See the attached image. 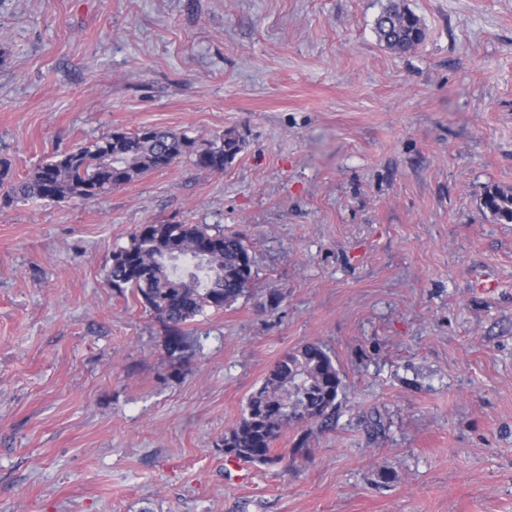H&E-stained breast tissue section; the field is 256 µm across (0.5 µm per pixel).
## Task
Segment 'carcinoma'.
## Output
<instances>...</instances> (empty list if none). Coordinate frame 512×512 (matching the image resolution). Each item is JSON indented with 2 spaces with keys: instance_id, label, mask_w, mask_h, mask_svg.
<instances>
[{
  "instance_id": "cac0c4a2",
  "label": "carcinoma",
  "mask_w": 512,
  "mask_h": 512,
  "mask_svg": "<svg viewBox=\"0 0 512 512\" xmlns=\"http://www.w3.org/2000/svg\"><path fill=\"white\" fill-rule=\"evenodd\" d=\"M375 32L398 53L416 48L425 38L420 18L398 0H387ZM241 150L242 141L231 132L198 140L153 128L114 129L55 154L21 180L13 179L8 164L0 161V201L7 206L29 199L93 201L184 159L203 170L222 171ZM483 207L497 223H512V191L487 187ZM253 266L249 245L237 233L208 224H143L132 231L129 245L112 252L107 279L119 293L128 288L137 292L164 328L167 358L183 362L191 350L185 326L245 297ZM342 389L341 374L322 344L310 342L288 351L224 434V455L254 464L276 462L272 447L282 433L330 417Z\"/></svg>"
}]
</instances>
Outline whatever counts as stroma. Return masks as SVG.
Masks as SVG:
<instances>
[{
    "label": "stroma",
    "instance_id": "35a3bbf8",
    "mask_svg": "<svg viewBox=\"0 0 512 512\" xmlns=\"http://www.w3.org/2000/svg\"><path fill=\"white\" fill-rule=\"evenodd\" d=\"M383 2L0 0L13 178L115 128L243 142L221 172L0 206V512H512V224L481 206L512 188V0H403L404 54ZM141 224L250 247L249 296L188 325L182 364L106 281ZM307 342L335 413L229 461ZM380 42L398 53L416 48L425 38L420 18L397 0H387L375 22Z\"/></svg>",
    "mask_w": 512,
    "mask_h": 512
}]
</instances>
